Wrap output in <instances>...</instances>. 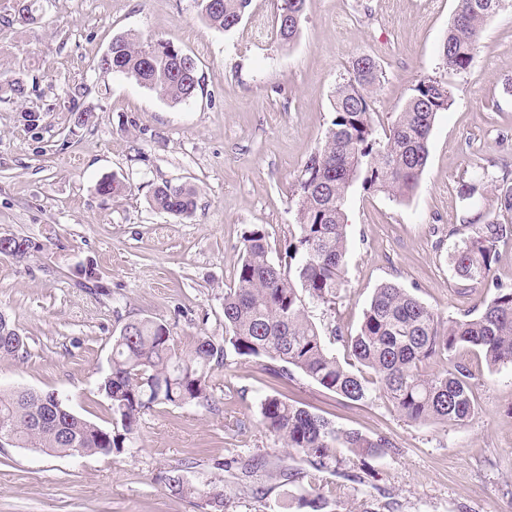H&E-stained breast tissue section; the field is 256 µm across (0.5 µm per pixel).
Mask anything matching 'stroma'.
I'll return each instance as SVG.
<instances>
[{"label":"stroma","instance_id":"35a3bbf8","mask_svg":"<svg viewBox=\"0 0 512 512\" xmlns=\"http://www.w3.org/2000/svg\"><path fill=\"white\" fill-rule=\"evenodd\" d=\"M278 0H253L241 24H205L194 0H41L39 24H0V80L22 79L24 98L0 99V234L42 249L0 255V313L26 339L19 358L0 357V390L58 392L69 408L111 427L98 384L125 322L167 324L181 348L224 334V290L243 254V233L260 227L272 247L295 221L296 188L332 118L330 96L351 57L381 74L376 124L388 126L418 80L446 76L451 107L438 113L429 157L412 196L395 200L354 185L344 208L345 288L319 328L357 330L375 289L393 282L439 316H460L491 295L463 283L449 255L450 229L488 210L489 177L512 170V10L488 26L467 72L445 75L441 45L458 0H306L298 39L275 35ZM134 31L174 43L197 63L200 87L171 105L96 63L114 36ZM90 111L74 128L72 109ZM41 113L37 128L22 112ZM124 190L104 196L109 177ZM483 193L461 201V182ZM165 182L197 191L188 218L154 210ZM95 272L94 289L81 271ZM465 360L477 410L466 424L407 422L383 398L351 402L304 376L283 383L261 362L229 356L217 411L163 407L141 418L135 448L118 457L50 456L0 447V512H198L163 477L182 470L200 488L223 487L227 512H270L282 498L263 479L265 501L244 494L232 459L264 456L268 469L306 470L259 423V404L279 396L337 426L389 438L370 471L345 455L323 479L337 512H512V366ZM246 422L239 432L237 422Z\"/></svg>","mask_w":512,"mask_h":512}]
</instances>
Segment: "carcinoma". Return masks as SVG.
<instances>
[{
  "label": "carcinoma",
  "mask_w": 512,
  "mask_h": 512,
  "mask_svg": "<svg viewBox=\"0 0 512 512\" xmlns=\"http://www.w3.org/2000/svg\"><path fill=\"white\" fill-rule=\"evenodd\" d=\"M507 0H459L441 56L448 74L467 71L487 26ZM202 18L212 27L229 31L240 24L251 0H195ZM305 0H279L275 30L284 44L296 40ZM38 0H22L19 14L3 17L10 26L32 25L39 18ZM109 62L98 69L132 77L142 87L177 105L193 98L200 87L195 60L172 42L145 39L127 32L112 38ZM380 84L376 62L367 55L351 59L336 83L330 101L332 119L324 139L311 154L296 190L295 224L288 228L279 262L265 231L243 233L244 252L233 285L224 290V336H198L189 350L180 348L170 328L154 319L133 321L127 336L112 343V358L98 389L109 398L112 441L99 435L97 424L62 406L58 428L40 427L49 413L48 394L0 392V432L9 431L21 448L48 454L118 456L130 452L142 415L156 406H204L216 410L212 395L221 381L215 371L228 354L264 363L272 376L288 381L300 373L319 386L352 402H365L378 393L406 421L414 424L451 422L462 425L475 414L472 375L457 354L465 349L483 355L487 366L512 365V288L492 278L500 247L512 241V179L505 173L494 180L492 209L485 219L463 218L468 233L454 244L450 261L465 281L494 289L481 308L443 321L432 309L393 282L376 288L361 324L346 335L331 329L358 367L341 363L310 320V308L336 304L344 288L346 225L343 210L349 188L357 181L366 190L404 200L417 188L428 158V141L438 113L450 108L449 85L438 77L418 81L414 93L393 124L378 133L372 103ZM196 190L165 183L154 189L153 209L189 217L196 207ZM460 228V229H462ZM460 229L449 231L453 236ZM23 260L40 251L31 239L0 238V248ZM19 330L0 314V357L23 356L26 343ZM447 363L429 373L426 364ZM261 425L281 447L300 453L309 471L286 466L276 471L282 487L304 478L316 481L336 471L338 453H352L361 468L392 448L384 436L344 429L324 416L276 396L260 402ZM263 467L254 455L241 462L242 491L262 499L265 489L253 481ZM168 491L199 500L202 512H225L224 488L199 489L165 477ZM333 495L315 485L293 495L285 492L283 508L292 512H331Z\"/></svg>",
  "instance_id": "carcinoma-1"
}]
</instances>
